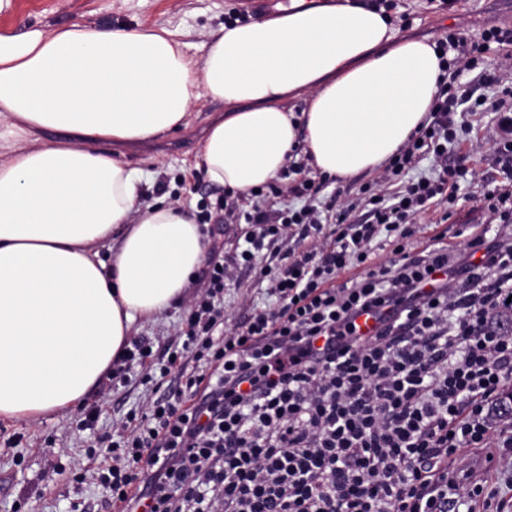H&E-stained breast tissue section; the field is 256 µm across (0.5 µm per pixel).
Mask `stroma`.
I'll return each instance as SVG.
<instances>
[{"instance_id": "stroma-1", "label": "stroma", "mask_w": 512, "mask_h": 512, "mask_svg": "<svg viewBox=\"0 0 512 512\" xmlns=\"http://www.w3.org/2000/svg\"><path fill=\"white\" fill-rule=\"evenodd\" d=\"M237 0H10L0 11V32L20 33L32 27L61 28L73 23L103 27H146L176 32L187 55L202 59L214 34L224 25ZM395 26H408L410 34L433 37L454 30L477 32L488 24L512 25V0H455L446 8L443 0H392ZM222 102L203 100L193 106L188 128L169 133L151 152H129L125 160L141 168L144 181L139 200L158 199L183 205L191 217L212 209L224 188L211 182L205 171L195 168L201 150L203 130L214 115L223 112ZM470 132L461 146L465 164L478 175L473 200L459 202L446 225H438L435 214L418 224L415 238L429 246L434 236L446 232L448 246L459 243L453 232L460 224H481L485 214L476 195L507 185L492 144L498 132V116L493 112L469 115ZM224 302L240 317L251 305L274 306L264 285L253 272L245 271L238 282L224 292ZM186 315L185 305H177L155 320L137 322L133 338L149 343L154 356H162L176 326ZM138 379L109 398L93 393L89 401L101 406L92 428H77L72 412L47 416L25 425L0 420V512H110L108 494L92 477L77 481L75 464L86 463L88 447L106 448L112 425L134 410L144 397Z\"/></svg>"}]
</instances>
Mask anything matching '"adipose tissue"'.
I'll use <instances>...</instances> for the list:
<instances>
[{
    "instance_id": "obj_1",
    "label": "adipose tissue",
    "mask_w": 512,
    "mask_h": 512,
    "mask_svg": "<svg viewBox=\"0 0 512 512\" xmlns=\"http://www.w3.org/2000/svg\"><path fill=\"white\" fill-rule=\"evenodd\" d=\"M441 75L433 41L362 0H289L221 27L198 62L166 29L0 33V419L78 409L136 322L182 303L205 260L194 219L139 205L142 169L101 144L151 146L211 99L224 114L198 164L212 182L248 194L297 147L348 181L428 123Z\"/></svg>"
}]
</instances>
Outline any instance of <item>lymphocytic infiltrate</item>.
Returning a JSON list of instances; mask_svg holds the SVG:
<instances>
[{
  "label": "lymphocytic infiltrate",
  "mask_w": 512,
  "mask_h": 512,
  "mask_svg": "<svg viewBox=\"0 0 512 512\" xmlns=\"http://www.w3.org/2000/svg\"><path fill=\"white\" fill-rule=\"evenodd\" d=\"M494 43L511 44L512 29L438 38L440 66L497 84L485 64ZM463 106L500 112L493 149L512 172V87L469 102L448 81L429 123L351 200L321 202L331 178L291 159L284 170L297 181L274 179L247 207L218 200L166 363L137 342L112 369L115 379L139 371L155 389L98 468L114 512H468L477 502L504 512L449 465L485 448L512 475V236L500 234L512 226V189L479 198L497 236L472 233L455 251L412 241L413 223L462 198ZM428 158L434 175H417ZM242 222L253 227L244 248L225 252V225ZM381 236L392 256L375 264ZM360 266L364 275L341 280ZM242 268L269 283L276 309L228 313L224 290ZM362 313L377 318L372 335L359 332Z\"/></svg>",
  "instance_id": "1"
}]
</instances>
